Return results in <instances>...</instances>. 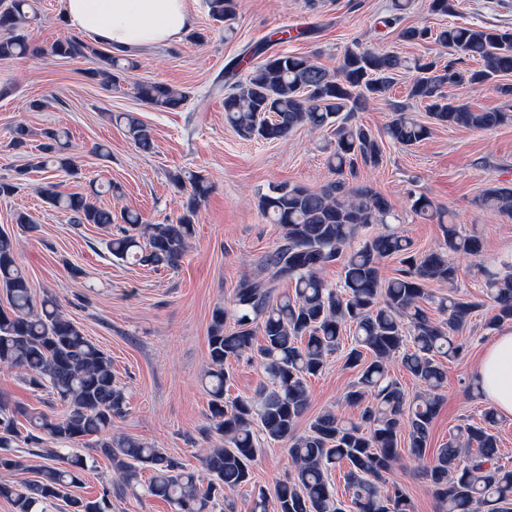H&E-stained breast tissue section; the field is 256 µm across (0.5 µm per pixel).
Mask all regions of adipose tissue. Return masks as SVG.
<instances>
[{
  "mask_svg": "<svg viewBox=\"0 0 512 512\" xmlns=\"http://www.w3.org/2000/svg\"><path fill=\"white\" fill-rule=\"evenodd\" d=\"M69 28L121 51L170 42L191 28L189 0H63ZM475 381L496 412L512 417V330H502L486 349Z\"/></svg>",
  "mask_w": 512,
  "mask_h": 512,
  "instance_id": "1",
  "label": "adipose tissue"
}]
</instances>
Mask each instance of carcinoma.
I'll return each mask as SVG.
<instances>
[{
    "label": "carcinoma",
    "instance_id": "1",
    "mask_svg": "<svg viewBox=\"0 0 512 512\" xmlns=\"http://www.w3.org/2000/svg\"><path fill=\"white\" fill-rule=\"evenodd\" d=\"M36 0H0V59L30 53L26 28L36 20ZM211 18L220 23L236 14V0H207ZM452 58L444 64L408 60L393 53L347 50L335 72L306 56L274 53L257 63L244 58L226 68L224 121L240 137L277 141L300 127L326 129L332 135L328 167L336 175L318 189L284 182L259 198L258 207L271 224L282 230L279 242L262 261L265 275L243 276L232 298V312L217 307L208 336L207 371L211 432L219 445L202 458L203 471H190L161 449L139 439L112 436V423L126 415L127 400L112 375V359L91 341L46 296L36 300L29 279L18 262L17 240L0 231V370H17L34 392H48L63 407L60 414L31 413L19 404L0 400V473L26 468L9 453L22 441L46 446L45 463L36 479L21 486L0 479V498L14 512H46L57 501L65 512H112V495L123 493L137 473L147 470L146 494L174 504L177 512H215L224 493L251 481V463L260 440L288 442L292 468L280 481L274 499L258 490L251 512H345L336 497L332 471L345 470L346 490L355 512H411L404 488L388 483L384 474L401 461V435L408 432L409 454L428 483L439 512H512V466L500 463L495 434L496 413L486 408L477 422L458 428L453 437L429 453L430 427L441 402L445 371L438 358L453 359L463 351L460 333L482 303L454 292L430 291L429 284L454 286L457 255L480 256L477 238L463 234L459 225L444 222L445 212L421 195L412 202L416 214L441 224L444 247L418 251L406 236L389 229L357 242L360 229L388 224L387 200L372 188L355 183L361 166H377L383 149L374 133L351 120L372 99L383 96L404 73H412L409 97L426 106L439 125L488 130L512 121V105L476 111L447 88L486 84L512 74V32L484 27L450 25L435 34ZM52 55L66 60L85 59L94 67L86 77L109 87L136 62L103 52L72 35L54 42ZM246 62L244 78H237ZM477 67L472 68L470 64ZM144 103L163 110L181 108L185 91L168 84L141 82L135 87ZM386 135L402 147L428 138L430 127L411 117L404 107L393 108ZM134 145L153 149L152 129L130 113H121ZM46 142L14 179H0V196L19 188V178L51 164L67 171L64 131L43 132ZM173 185L187 192L181 213L167 224H151L130 210L115 217L82 193H64L60 183L38 187L42 201L69 214L73 224H95L109 229L107 250L117 260L132 259L155 270L173 269L184 257L195 234V216L211 186L202 175L171 176ZM480 206L512 217V187L485 188ZM397 257L401 269L385 279L384 259ZM342 264L340 283L325 280L327 266ZM484 294L494 308L490 325L512 320V274L483 268ZM288 291L279 292L282 284ZM435 310L441 318L434 319ZM232 325H226L227 315ZM351 345L344 347L347 330ZM263 343H254L255 336ZM345 350L344 367L356 372L344 394L348 407L360 409L358 421L332 411L317 417L304 434L296 424L310 403L308 379L322 373L328 359ZM401 360L404 369L423 387L408 397L388 364ZM257 359L268 383L258 400L227 395L232 364ZM28 423L26 432L20 420ZM95 437L96 452L112 464V478L95 498L73 493L88 459L74 446Z\"/></svg>",
    "mask_w": 512,
    "mask_h": 512
}]
</instances>
